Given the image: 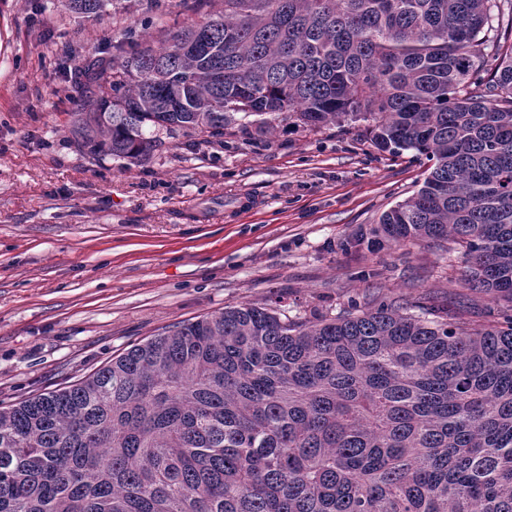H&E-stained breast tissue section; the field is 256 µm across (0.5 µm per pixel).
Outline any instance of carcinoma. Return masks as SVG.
Returning <instances> with one entry per match:
<instances>
[{
  "mask_svg": "<svg viewBox=\"0 0 512 512\" xmlns=\"http://www.w3.org/2000/svg\"><path fill=\"white\" fill-rule=\"evenodd\" d=\"M119 0H65L97 18ZM512 0H224L155 48L119 46L73 133L147 160L238 113L369 122L433 162L344 244L463 248L487 324L375 298L290 318L240 304L0 408V512H512ZM239 108L228 112L224 102Z\"/></svg>",
  "mask_w": 512,
  "mask_h": 512,
  "instance_id": "1",
  "label": "carcinoma"
}]
</instances>
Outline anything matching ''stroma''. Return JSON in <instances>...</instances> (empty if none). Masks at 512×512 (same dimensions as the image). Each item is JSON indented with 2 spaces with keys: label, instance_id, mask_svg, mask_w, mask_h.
Returning <instances> with one entry per match:
<instances>
[{
  "label": "stroma",
  "instance_id": "35a3bbf8",
  "mask_svg": "<svg viewBox=\"0 0 512 512\" xmlns=\"http://www.w3.org/2000/svg\"><path fill=\"white\" fill-rule=\"evenodd\" d=\"M223 0H121L77 24L59 0H0V406L74 384L169 327L242 303L290 317L405 299L493 320L459 250L341 249L421 186L428 164L378 151L362 122L271 116L223 144L163 136L143 163L72 132L85 74L128 38L160 45Z\"/></svg>",
  "mask_w": 512,
  "mask_h": 512
}]
</instances>
